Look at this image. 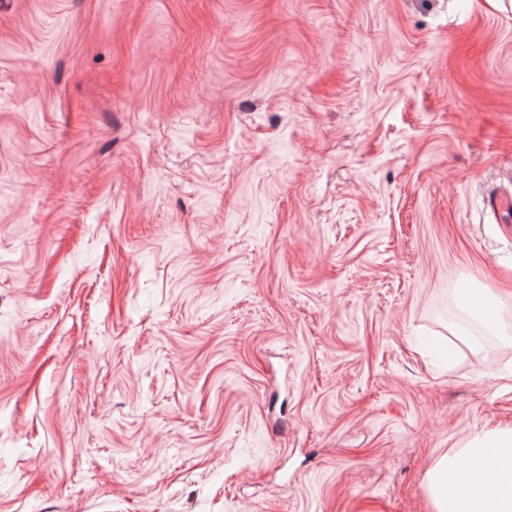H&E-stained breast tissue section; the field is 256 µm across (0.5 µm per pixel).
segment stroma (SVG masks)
I'll return each instance as SVG.
<instances>
[{"mask_svg": "<svg viewBox=\"0 0 512 512\" xmlns=\"http://www.w3.org/2000/svg\"><path fill=\"white\" fill-rule=\"evenodd\" d=\"M492 190L512 0H0V512H433Z\"/></svg>", "mask_w": 512, "mask_h": 512, "instance_id": "35a3bbf8", "label": "stroma"}]
</instances>
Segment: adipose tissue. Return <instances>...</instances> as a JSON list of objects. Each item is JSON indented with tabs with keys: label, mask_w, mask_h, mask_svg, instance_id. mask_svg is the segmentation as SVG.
<instances>
[{
	"label": "adipose tissue",
	"mask_w": 512,
	"mask_h": 512,
	"mask_svg": "<svg viewBox=\"0 0 512 512\" xmlns=\"http://www.w3.org/2000/svg\"><path fill=\"white\" fill-rule=\"evenodd\" d=\"M435 512H512V428L441 459L428 480Z\"/></svg>",
	"instance_id": "adipose-tissue-1"
}]
</instances>
